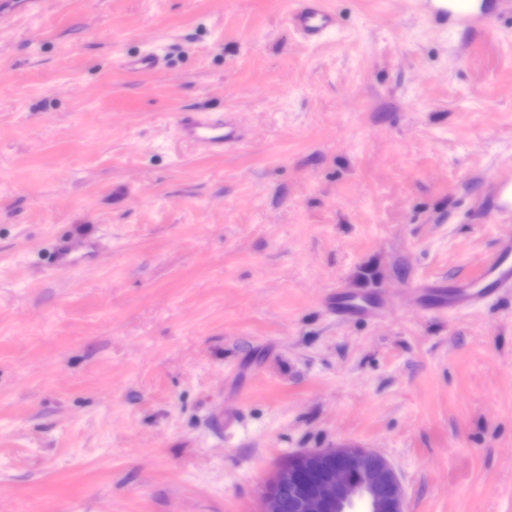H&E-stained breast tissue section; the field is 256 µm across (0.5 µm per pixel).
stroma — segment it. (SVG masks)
Wrapping results in <instances>:
<instances>
[{
  "instance_id": "1",
  "label": "stroma",
  "mask_w": 512,
  "mask_h": 512,
  "mask_svg": "<svg viewBox=\"0 0 512 512\" xmlns=\"http://www.w3.org/2000/svg\"><path fill=\"white\" fill-rule=\"evenodd\" d=\"M322 6L317 41L290 0L0 22V512H257L345 443L407 512H512V288L441 296L512 236V11ZM179 135L202 146L212 154H223L224 148L241 140L229 116L220 114L186 113L177 116Z\"/></svg>"
}]
</instances>
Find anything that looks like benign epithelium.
Returning <instances> with one entry per match:
<instances>
[{"label": "benign epithelium", "mask_w": 512, "mask_h": 512, "mask_svg": "<svg viewBox=\"0 0 512 512\" xmlns=\"http://www.w3.org/2000/svg\"><path fill=\"white\" fill-rule=\"evenodd\" d=\"M297 490L295 512H347L357 499L368 512H405V493L389 462L379 453L355 445L297 452L268 476L260 495V512H280L279 490Z\"/></svg>", "instance_id": "7a95c632"}]
</instances>
